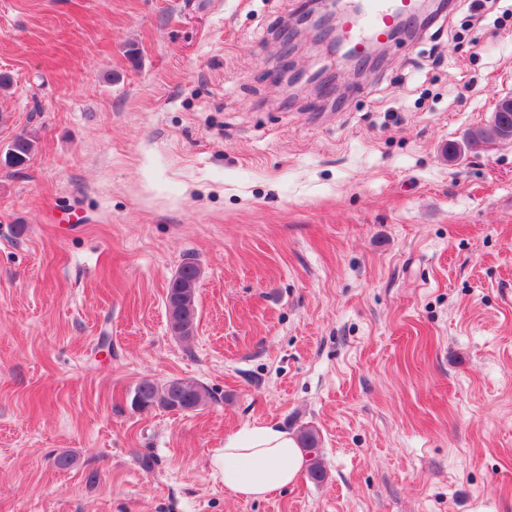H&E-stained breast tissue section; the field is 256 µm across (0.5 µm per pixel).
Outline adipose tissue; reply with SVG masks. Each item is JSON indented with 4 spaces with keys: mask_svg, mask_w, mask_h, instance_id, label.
<instances>
[{
    "mask_svg": "<svg viewBox=\"0 0 512 512\" xmlns=\"http://www.w3.org/2000/svg\"><path fill=\"white\" fill-rule=\"evenodd\" d=\"M226 491L259 499L293 484L306 465L295 436L276 423L243 427L227 435L213 457Z\"/></svg>",
    "mask_w": 512,
    "mask_h": 512,
    "instance_id": "adipose-tissue-1",
    "label": "adipose tissue"
}]
</instances>
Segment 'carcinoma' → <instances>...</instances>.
Masks as SVG:
<instances>
[{"label": "carcinoma", "mask_w": 512, "mask_h": 512, "mask_svg": "<svg viewBox=\"0 0 512 512\" xmlns=\"http://www.w3.org/2000/svg\"><path fill=\"white\" fill-rule=\"evenodd\" d=\"M35 149L34 140L23 134L14 136L0 152V166L20 171L28 164ZM197 267L184 263L168 283L165 306L168 328L178 340L190 342L197 327ZM210 392L192 378H176L160 383L152 379L140 381L134 389L132 403L141 411L162 408L178 413L198 410Z\"/></svg>", "instance_id": "cac0c4a2"}]
</instances>
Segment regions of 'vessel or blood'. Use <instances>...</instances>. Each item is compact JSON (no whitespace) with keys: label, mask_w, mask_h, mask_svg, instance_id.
Wrapping results in <instances>:
<instances>
[{"label":"vessel or blood","mask_w":512,"mask_h":512,"mask_svg":"<svg viewBox=\"0 0 512 512\" xmlns=\"http://www.w3.org/2000/svg\"><path fill=\"white\" fill-rule=\"evenodd\" d=\"M341 35L358 51L371 41L387 36L390 28L403 17L417 12L416 0H345L341 8Z\"/></svg>","instance_id":"vessel-or-blood-1"}]
</instances>
